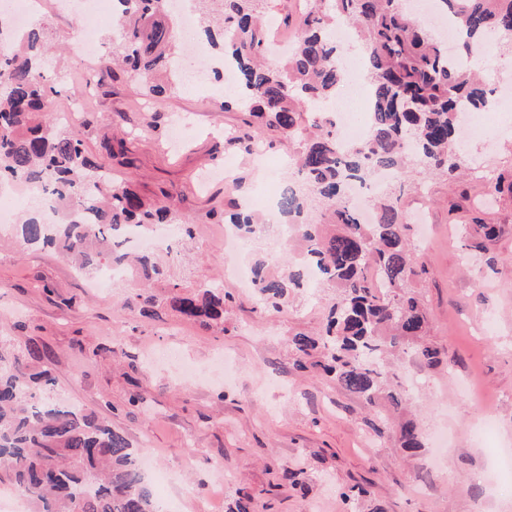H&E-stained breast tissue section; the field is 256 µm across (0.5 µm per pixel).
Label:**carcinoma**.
Here are the masks:
<instances>
[{
	"mask_svg": "<svg viewBox=\"0 0 512 512\" xmlns=\"http://www.w3.org/2000/svg\"><path fill=\"white\" fill-rule=\"evenodd\" d=\"M123 6L117 55L127 77L142 82L143 95L173 92L176 45L166 0H117ZM458 36L460 62L448 60L441 41L421 27L401 0H311L294 20L285 63H261L271 40L263 0H197L200 32L212 48L224 36L234 95L250 106L258 129L304 144L296 159L298 178L286 175L278 207L304 244L298 259L274 272L254 258L261 275L256 292L264 307L281 310L288 294L304 287L301 268L318 272L321 285L336 290L323 334L291 339L301 358H321L324 370L349 391L375 405L381 398L399 408L404 392L388 390L394 375L387 356L416 345L420 365L431 367L438 351L420 342L427 317L407 283L414 257L404 237L401 199L406 174L455 175L462 167L457 134L461 106L477 113L489 104L490 81L477 77L479 49L497 36L512 35V0H440ZM356 26L371 89V131L339 153L333 119L325 104L345 79L330 32L336 20ZM40 24L20 40L0 47V180L42 187L56 201L58 222L46 224L33 211L17 225L29 246L59 250L81 272L104 265L135 267L146 281L169 280L161 256L131 257L123 238L145 234L171 219L173 195L151 203L128 183L93 184L104 164L90 159L72 129L45 117L54 114L66 77L49 75ZM380 170L395 174L376 212V223L360 222L346 203L350 185ZM258 218L238 211V234L253 235ZM376 271L382 281L371 278ZM159 299L137 289L126 300L145 317L165 304L203 327L224 323V290L197 284L168 285ZM39 359L32 344L16 347L0 339V483L27 499L33 512H160L138 467L140 450L120 432L78 405L50 395L54 379L32 369ZM397 439L421 447V431L408 421Z\"/></svg>",
	"mask_w": 512,
	"mask_h": 512,
	"instance_id": "cac0c4a2",
	"label": "carcinoma"
}]
</instances>
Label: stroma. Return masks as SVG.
I'll return each instance as SVG.
<instances>
[{
  "instance_id": "35a3bbf8",
  "label": "stroma",
  "mask_w": 512,
  "mask_h": 512,
  "mask_svg": "<svg viewBox=\"0 0 512 512\" xmlns=\"http://www.w3.org/2000/svg\"><path fill=\"white\" fill-rule=\"evenodd\" d=\"M50 43L63 49L49 72L70 74L69 95L80 96L82 60L75 40L103 43L107 65L113 16L94 27L67 17H42ZM224 87L179 85L162 102L145 106L139 82L105 79L81 111L75 130L88 156L110 166L116 181L132 180L154 199L173 193L194 237L168 255L173 277L190 285L224 282L233 303L216 331L183 321L171 308L158 318L128 309L133 283L98 293L59 252L14 244L0 232V336L43 351L41 368L55 379L54 394L105 419L155 466L178 474L155 489L177 512H227L250 502L253 512H512V482L495 467L498 449L512 448V125L504 111L484 115L480 136L468 138L467 159L480 161L504 185L465 174H412L402 199L406 236L417 255L412 281L428 314L429 342L438 351L428 384L410 394L408 418L425 432L447 430L448 446L434 463L431 445L399 448L391 430L375 424L387 406L368 407L357 394L316 368L300 369L290 340L315 332L332 290L302 289L280 312L224 277V227L210 209L234 212L237 197L225 179L246 175L259 205L277 202L296 143L254 136L253 160L228 148L233 131H248L245 109L224 111ZM189 118L176 139L173 115ZM123 148L121 157L106 144ZM496 225L495 238L476 234ZM235 361V383L220 382L211 358ZM223 470L227 483L212 482Z\"/></svg>"
}]
</instances>
